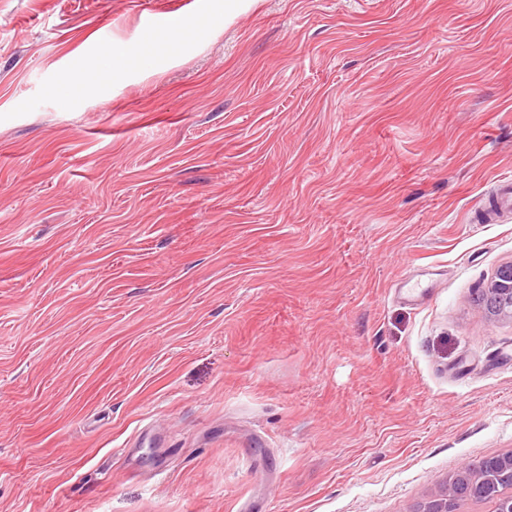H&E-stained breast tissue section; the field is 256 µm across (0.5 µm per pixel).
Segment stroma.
Segmentation results:
<instances>
[{
    "instance_id": "obj_1",
    "label": "stroma",
    "mask_w": 512,
    "mask_h": 512,
    "mask_svg": "<svg viewBox=\"0 0 512 512\" xmlns=\"http://www.w3.org/2000/svg\"><path fill=\"white\" fill-rule=\"evenodd\" d=\"M203 2L0 0V512H409L512 450V0ZM186 28L185 25L167 28L165 31L151 37L146 50L141 55L136 56V62L143 67L151 65L155 59L152 52L155 46H164L170 54L178 52L185 44L184 31ZM489 296L492 303L485 305L482 299ZM477 304L489 320L512 318V262L502 265L495 275L478 290Z\"/></svg>"
}]
</instances>
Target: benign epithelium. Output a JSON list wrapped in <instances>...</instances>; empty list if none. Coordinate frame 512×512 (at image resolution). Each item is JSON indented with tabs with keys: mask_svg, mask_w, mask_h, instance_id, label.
Listing matches in <instances>:
<instances>
[{
	"mask_svg": "<svg viewBox=\"0 0 512 512\" xmlns=\"http://www.w3.org/2000/svg\"><path fill=\"white\" fill-rule=\"evenodd\" d=\"M476 302L490 320L512 318V262L502 265L478 290ZM490 472L512 481V450L493 456L480 467H459L437 489L425 491L411 512H459L460 500L478 502L489 493L486 475Z\"/></svg>",
	"mask_w": 512,
	"mask_h": 512,
	"instance_id": "benign-epithelium-1",
	"label": "benign epithelium"
}]
</instances>
